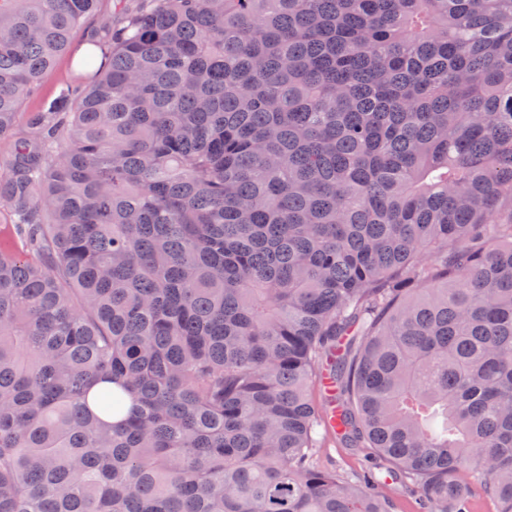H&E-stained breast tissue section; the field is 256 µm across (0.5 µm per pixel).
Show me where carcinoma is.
<instances>
[{
	"instance_id": "carcinoma-1",
	"label": "carcinoma",
	"mask_w": 512,
	"mask_h": 512,
	"mask_svg": "<svg viewBox=\"0 0 512 512\" xmlns=\"http://www.w3.org/2000/svg\"><path fill=\"white\" fill-rule=\"evenodd\" d=\"M102 2L0 0V512H512V0H136L18 135ZM71 63L68 58H61L54 69L50 70L42 79L39 94L36 98L27 101L26 110H32L41 102L52 99L58 90L59 84L70 76ZM317 462L323 467H336L340 473L354 475L373 469L374 463L364 448H343L334 439H326L317 451ZM385 492L392 500V512H421L417 494L408 490H398L394 485L387 486Z\"/></svg>"
}]
</instances>
